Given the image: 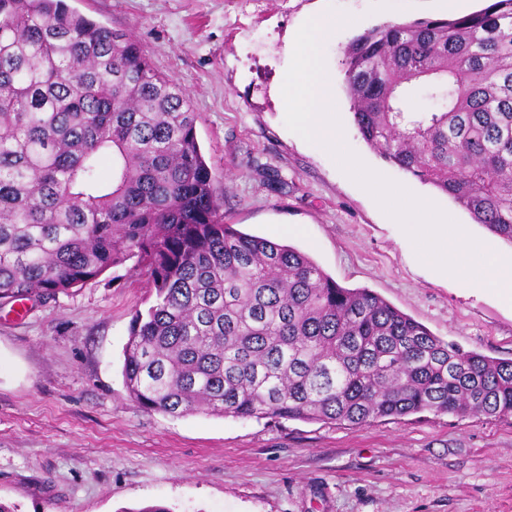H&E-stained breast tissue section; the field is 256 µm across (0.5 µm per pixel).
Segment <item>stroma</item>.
I'll return each mask as SVG.
<instances>
[{
	"label": "stroma",
	"instance_id": "1",
	"mask_svg": "<svg viewBox=\"0 0 512 512\" xmlns=\"http://www.w3.org/2000/svg\"><path fill=\"white\" fill-rule=\"evenodd\" d=\"M132 34L187 94L225 223L307 254L462 350L512 358V303L420 260L396 221L324 149L285 124L289 37L353 18L325 54L345 145L477 240L512 245L431 185L383 162L350 113L344 50L386 22L455 18L448 0H66ZM155 292L135 260L46 303L0 309V502L18 512H512V419L424 412L362 427L172 418L126 391L124 348Z\"/></svg>",
	"mask_w": 512,
	"mask_h": 512
}]
</instances>
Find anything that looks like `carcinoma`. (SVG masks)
<instances>
[{
    "mask_svg": "<svg viewBox=\"0 0 512 512\" xmlns=\"http://www.w3.org/2000/svg\"><path fill=\"white\" fill-rule=\"evenodd\" d=\"M344 68L365 144L512 244V0L369 28ZM420 92L435 106L414 112ZM197 118L132 35L63 0H0V307L135 257L155 300L132 320L123 378L149 412L512 418V360L465 352L224 223Z\"/></svg>",
    "mask_w": 512,
    "mask_h": 512,
    "instance_id": "cac0c4a2",
    "label": "carcinoma"
}]
</instances>
